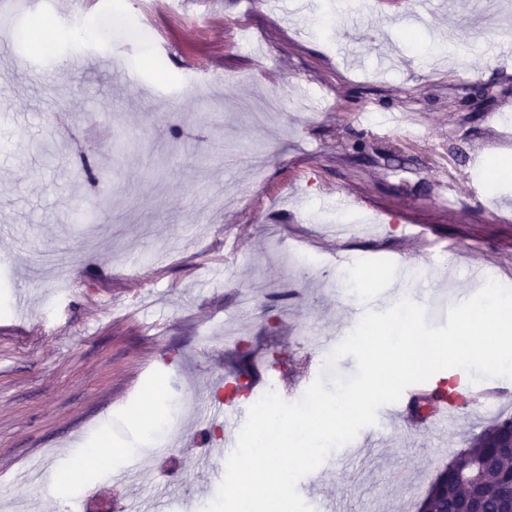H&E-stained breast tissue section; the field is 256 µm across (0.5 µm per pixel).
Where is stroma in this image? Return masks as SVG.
I'll list each match as a JSON object with an SVG mask.
<instances>
[{"label": "stroma", "instance_id": "35a3bbf8", "mask_svg": "<svg viewBox=\"0 0 512 512\" xmlns=\"http://www.w3.org/2000/svg\"><path fill=\"white\" fill-rule=\"evenodd\" d=\"M354 8L343 27L336 0H31L16 14L18 30L51 17L55 42L0 44V512H205L224 478L210 384L236 376L225 331L252 367L308 386L325 367L305 330L345 339L355 311L410 293L442 326L454 296L512 285V176L497 173L512 56L468 39L475 14L485 40L512 27V0H432L412 42L402 0ZM451 27L465 35L453 50ZM19 55L34 70L9 64ZM272 94L288 103L276 140L247 111ZM78 209L98 218L93 249ZM401 258L420 268L405 285ZM485 386L452 434L412 415L379 432L378 454L329 453L320 493L345 512H417L438 468L512 416V379ZM154 426L188 449L159 451ZM104 428L109 467L55 486ZM39 454L51 464L29 474ZM120 461L133 477L117 486Z\"/></svg>", "mask_w": 512, "mask_h": 512}]
</instances>
